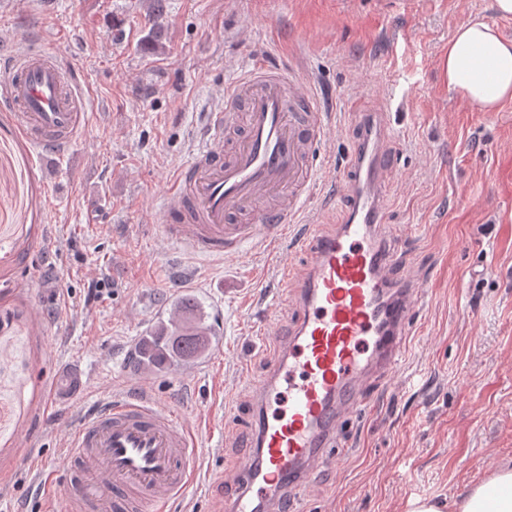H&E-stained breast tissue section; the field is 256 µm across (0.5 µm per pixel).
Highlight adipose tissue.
Returning <instances> with one entry per match:
<instances>
[{
  "label": "adipose tissue",
  "instance_id": "adipose-tissue-1",
  "mask_svg": "<svg viewBox=\"0 0 512 512\" xmlns=\"http://www.w3.org/2000/svg\"><path fill=\"white\" fill-rule=\"evenodd\" d=\"M442 69L465 104L494 112L512 100V42L487 23L468 22L455 30ZM455 506L458 512H512V468L470 487Z\"/></svg>",
  "mask_w": 512,
  "mask_h": 512
}]
</instances>
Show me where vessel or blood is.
I'll return each instance as SVG.
<instances>
[{"label": "vessel or blood", "instance_id": "obj_1", "mask_svg": "<svg viewBox=\"0 0 512 512\" xmlns=\"http://www.w3.org/2000/svg\"><path fill=\"white\" fill-rule=\"evenodd\" d=\"M0 103L40 147H65L85 125L84 101L51 51L0 57ZM328 138L306 83L256 61L224 106L208 113L195 155L170 186L167 236L220 259L272 239L299 215ZM393 180L378 112L338 181L349 199L342 223L330 232L310 229L304 267L287 252L276 255L283 280L296 283L298 316L286 344L273 321L260 330L262 340L278 343L279 355L255 385V457L237 469L226 512H265L272 498L318 473L340 424L363 405V386L399 360L422 283L392 279L380 224ZM84 383L80 366H62L52 404H68ZM65 440V486L48 512H165L188 486L191 461L205 452L182 414L138 395L68 425Z\"/></svg>", "mask_w": 512, "mask_h": 512}]
</instances>
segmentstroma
<instances>
[{
  "instance_id": "1",
  "label": "stroma",
  "mask_w": 512,
  "mask_h": 512,
  "mask_svg": "<svg viewBox=\"0 0 512 512\" xmlns=\"http://www.w3.org/2000/svg\"><path fill=\"white\" fill-rule=\"evenodd\" d=\"M148 10L149 0H0V42L58 48L87 118L53 153L0 111V512H44L61 427L133 395L131 351L186 293L214 331L210 350L154 372L145 394L210 449L170 512H225L222 477L251 442V383L277 357L257 333L269 307L294 320L293 288L264 245L238 260L201 256L165 234L162 211L205 113L255 58L305 81L334 128L286 248L309 225L341 223L336 179L361 137V105L385 112L406 177L384 201L393 277L416 271L426 283L391 378L368 387L332 469L295 487L288 512L450 504L512 467V101L461 107L440 70L461 24L512 40V16L495 0H168L152 48ZM97 282L104 291L90 297ZM68 363L86 390L55 407L49 389Z\"/></svg>"
}]
</instances>
